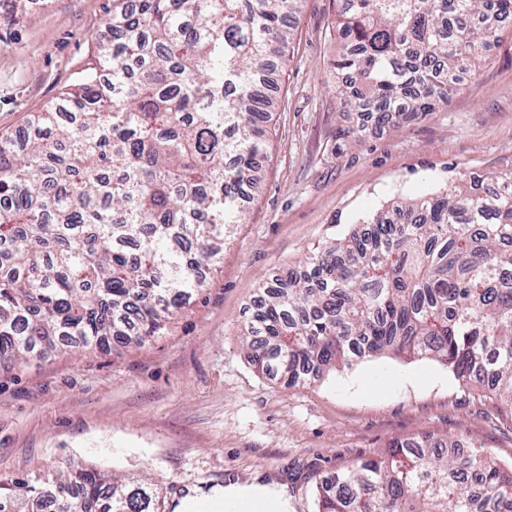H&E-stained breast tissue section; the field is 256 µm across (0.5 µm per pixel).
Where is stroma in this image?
Returning a JSON list of instances; mask_svg holds the SVG:
<instances>
[{"mask_svg": "<svg viewBox=\"0 0 512 512\" xmlns=\"http://www.w3.org/2000/svg\"><path fill=\"white\" fill-rule=\"evenodd\" d=\"M0 0V134L75 83L108 34L112 0ZM339 0H306L293 48L268 76V157L243 224L207 288L141 347L50 352L0 370V479L63 460L155 481L166 512L195 491L286 484L288 512H316L320 477L422 432L473 441L512 467V410L441 363L366 359L294 387L256 371L241 327L260 286L297 270L390 199L512 161V25L447 106L377 125L339 108Z\"/></svg>", "mask_w": 512, "mask_h": 512, "instance_id": "1", "label": "stroma"}]
</instances>
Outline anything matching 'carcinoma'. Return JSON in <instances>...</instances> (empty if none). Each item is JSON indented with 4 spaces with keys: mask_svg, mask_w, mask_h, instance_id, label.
Listing matches in <instances>:
<instances>
[{
    "mask_svg": "<svg viewBox=\"0 0 512 512\" xmlns=\"http://www.w3.org/2000/svg\"><path fill=\"white\" fill-rule=\"evenodd\" d=\"M304 0H112L109 39L23 135L0 136V368L77 336L142 346L207 286L260 180L269 102ZM512 0H342L340 104L425 116L475 75ZM267 285L252 365L289 386L393 353L512 410V164L400 199ZM423 433L319 479L318 512H512V468ZM0 512H163L157 490L67 462L0 481Z\"/></svg>",
    "mask_w": 512,
    "mask_h": 512,
    "instance_id": "obj_1",
    "label": "carcinoma"
}]
</instances>
